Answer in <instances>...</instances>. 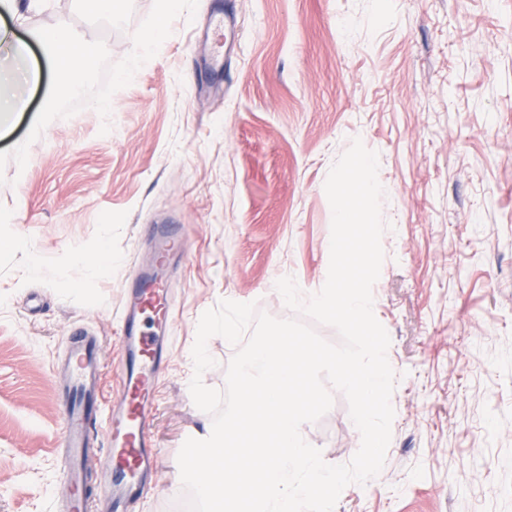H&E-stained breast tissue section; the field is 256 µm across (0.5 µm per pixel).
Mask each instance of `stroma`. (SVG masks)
Masks as SVG:
<instances>
[{
	"label": "stroma",
	"instance_id": "stroma-1",
	"mask_svg": "<svg viewBox=\"0 0 512 512\" xmlns=\"http://www.w3.org/2000/svg\"><path fill=\"white\" fill-rule=\"evenodd\" d=\"M51 2L30 26L68 18L95 63L72 84L45 68L54 107L31 89L30 110L0 120V512H57L52 368L79 326L114 352L143 226L183 224L160 461L137 509L170 512L178 452L210 420L188 392L198 320L223 299L289 318L278 279L323 287L324 184L355 138L388 192L372 293L395 415L383 469L335 512H512V0H180L175 14L121 0L99 18ZM223 9L240 38L225 74L207 31ZM105 86L109 112L92 107ZM20 233L34 252L10 248ZM108 255L117 269L96 272ZM38 260L64 278L34 274ZM305 432L330 464L361 444L338 391Z\"/></svg>",
	"mask_w": 512,
	"mask_h": 512
}]
</instances>
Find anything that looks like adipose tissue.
Wrapping results in <instances>:
<instances>
[{
	"instance_id": "obj_1",
	"label": "adipose tissue",
	"mask_w": 512,
	"mask_h": 512,
	"mask_svg": "<svg viewBox=\"0 0 512 512\" xmlns=\"http://www.w3.org/2000/svg\"><path fill=\"white\" fill-rule=\"evenodd\" d=\"M0 42L6 46V54L0 58V84H20L28 88H40L43 67L39 58L33 57V48H49L60 71L80 74L89 68V56L80 55L81 35L67 22H59L49 29L31 27L23 35L7 30L0 34Z\"/></svg>"
}]
</instances>
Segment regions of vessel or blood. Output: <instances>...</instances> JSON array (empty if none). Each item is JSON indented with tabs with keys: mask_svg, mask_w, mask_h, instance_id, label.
I'll return each instance as SVG.
<instances>
[{
	"mask_svg": "<svg viewBox=\"0 0 512 512\" xmlns=\"http://www.w3.org/2000/svg\"><path fill=\"white\" fill-rule=\"evenodd\" d=\"M154 256L150 266L130 276L123 313L115 334L120 359L108 368L98 336L74 330L63 363L55 372L66 393L61 401V512H134L151 481L157 450L151 436L156 384L170 361L166 334L175 299L159 270L184 248L185 227L156 224L150 229ZM118 385L107 392L106 379Z\"/></svg>",
	"mask_w": 512,
	"mask_h": 512,
	"instance_id": "1",
	"label": "vessel or blood"
}]
</instances>
